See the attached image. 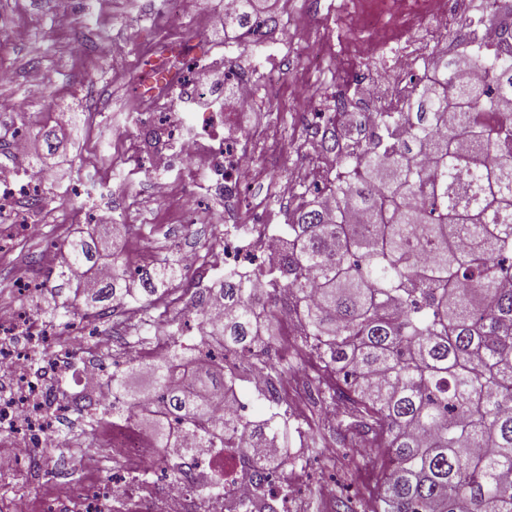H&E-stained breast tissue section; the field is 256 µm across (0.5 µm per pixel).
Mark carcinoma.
Masks as SVG:
<instances>
[{"mask_svg":"<svg viewBox=\"0 0 512 512\" xmlns=\"http://www.w3.org/2000/svg\"><path fill=\"white\" fill-rule=\"evenodd\" d=\"M271 7L243 0L224 27L272 19ZM461 45L483 79L445 62L407 111L324 125L320 148L336 168L288 220L276 268L257 270L288 304L265 306L233 275L199 289L193 299L231 311L197 337L177 312L172 351L151 363L155 393H128L114 372L119 403L105 414L138 425L150 403L154 447L227 448L264 485L275 472L266 451L286 435L279 413L223 426L211 410L250 378L252 364L226 366L227 354L258 359L286 310L335 374L322 398L342 409L338 425L389 457L376 512H512V112L499 111L512 101V33L491 47L473 28ZM64 250L56 290L70 296L47 302L52 319L69 318L93 287L112 301L102 316L134 298L113 260L108 281L72 279L100 265L94 242L77 236ZM180 272L169 262L141 271L136 343L150 344L153 296Z\"/></svg>","mask_w":512,"mask_h":512,"instance_id":"carcinoma-1","label":"carcinoma"}]
</instances>
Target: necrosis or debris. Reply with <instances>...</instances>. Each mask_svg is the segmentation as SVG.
Here are the masks:
<instances>
[{"label": "necrosis or debris", "mask_w": 512, "mask_h": 512, "mask_svg": "<svg viewBox=\"0 0 512 512\" xmlns=\"http://www.w3.org/2000/svg\"><path fill=\"white\" fill-rule=\"evenodd\" d=\"M459 6L460 0H328L327 12L339 20L342 33L333 41L321 38L320 43H335L340 62L348 56L365 62L386 60L384 73L361 85L358 102L374 112H398L418 92L413 76L433 72L442 59L462 64L465 51L448 48ZM199 9L200 0H171L168 29L157 43L142 50L134 79L140 124L156 123L175 148L171 154L154 152L143 140L135 146L137 153L148 156L158 194L165 199L174 192L167 173L176 155L185 173H206V181L196 187L200 195H239L253 174L255 132H231L224 125L228 113L253 111L257 92L250 79L237 75L225 76L220 90L201 82V74L212 69L214 59L201 51L199 34L183 28L186 16ZM390 13L412 18L400 36L390 31L386 20ZM176 101L185 111L172 123L168 115ZM48 182V175L0 166V224H22L28 233L37 234L31 213L17 212L15 202L21 197L36 199ZM276 238L266 224L228 225L220 247L225 268L238 270L252 287L267 290L266 280L254 275L249 261L257 256L264 264L275 263ZM47 336V330L22 309L0 314V430L7 431L11 449L10 454L0 453V474L30 462V448L50 441L64 409L56 380L70 372L68 360L51 358L50 372L39 377L30 374L29 351L45 344ZM110 444L120 460L117 477L101 479L97 457L86 455L79 493L67 492L51 478L43 481L36 500L17 502L13 512H242L261 492L276 502L279 512L305 508L278 479L256 489L239 465L229 463L227 455L215 448L193 449L188 475L158 472L150 478L146 471L161 452L137 427L115 423ZM218 481L223 489L213 490Z\"/></svg>", "instance_id": "obj_1"}]
</instances>
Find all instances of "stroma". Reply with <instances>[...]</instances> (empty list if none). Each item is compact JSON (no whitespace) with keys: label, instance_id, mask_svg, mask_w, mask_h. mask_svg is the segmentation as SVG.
I'll return each instance as SVG.
<instances>
[{"label":"stroma","instance_id":"stroma-1","mask_svg":"<svg viewBox=\"0 0 512 512\" xmlns=\"http://www.w3.org/2000/svg\"><path fill=\"white\" fill-rule=\"evenodd\" d=\"M320 3L275 0L276 15L297 21L287 40L273 38L263 45L239 34L204 44L206 51L223 57L225 68L248 73L258 92L254 111L229 119L233 128L260 133L253 144L259 170L250 187L254 205L237 216V223L256 224L269 217L275 231L287 234L288 218L306 190L296 174L304 164L321 159L318 136L301 116L310 108L332 111L336 95H353V78L368 68L367 63L350 61L341 78L335 60L315 65L312 39L331 27ZM166 7V0H0V68L14 73L11 83L0 85V103L11 106L0 122L33 133L31 149L39 157L47 154L37 131L55 130L65 142L63 151L49 156L55 200L42 212L39 234H0V304L38 313L58 283L57 252L68 239L90 228L102 238L108 254L116 255L120 266L132 274L162 260H176L184 250L214 252L223 237L231 204L220 196L197 198L196 223H173L172 214L180 208L187 187L182 170L169 174L179 194L156 200L148 161L133 150L138 132L127 114L132 110L129 88L136 51L161 37L159 21ZM34 67L49 78L47 98L28 95L29 71ZM71 102L82 109L74 129L57 123L59 107ZM103 113L109 114V122L100 121ZM139 319V311L129 307L100 320L101 335L111 341L103 351L93 340L81 338L77 327L54 322L56 352L75 365L92 356L115 369L126 359L129 331ZM322 409L318 402L306 404L299 420L288 423L290 463L284 468L285 482L306 502V512H323L326 493L339 490L345 479L340 469L320 461L322 450L338 448L336 428L325 423ZM86 452L82 443L39 449L37 471L0 475V505L11 506L20 496L32 494L61 462L70 490L79 491L80 460ZM388 466L387 457L372 449L354 472L353 484L366 512L376 506Z\"/></svg>","mask_w":512,"mask_h":512}]
</instances>
